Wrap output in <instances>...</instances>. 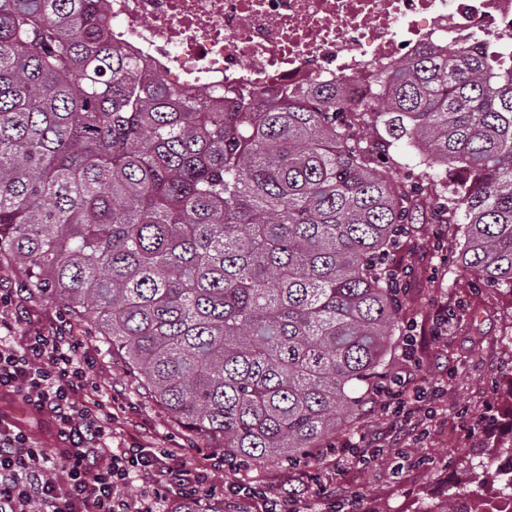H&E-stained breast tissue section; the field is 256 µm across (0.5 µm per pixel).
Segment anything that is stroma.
I'll return each mask as SVG.
<instances>
[{
  "instance_id": "stroma-1",
  "label": "stroma",
  "mask_w": 512,
  "mask_h": 512,
  "mask_svg": "<svg viewBox=\"0 0 512 512\" xmlns=\"http://www.w3.org/2000/svg\"><path fill=\"white\" fill-rule=\"evenodd\" d=\"M460 233L453 224L418 216L397 256L406 287L397 320L403 334L416 336L420 377L440 390L423 417L420 432L406 434L377 402H368L358 432L376 440L380 452L360 469L336 471L332 453L317 466L330 484L315 482L288 465L244 467L225 462L220 449L193 437L168 409L152 398L122 357L82 323L73 330L97 366L90 380L107 395L112 413V449L137 444L160 466L183 462L204 470L206 499H220L230 485L263 488L287 512H420L423 502L443 496L458 466L497 435L495 415L512 406V298L475 286L457 261ZM0 288L19 289L16 305L0 307V318L22 316L23 328L38 330L63 320L57 304L23 287L20 273L0 266ZM448 327L433 330L440 316ZM267 499V500H268Z\"/></svg>"
}]
</instances>
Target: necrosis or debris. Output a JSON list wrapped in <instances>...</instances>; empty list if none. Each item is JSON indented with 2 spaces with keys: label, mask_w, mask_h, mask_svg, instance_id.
Listing matches in <instances>:
<instances>
[{
  "label": "necrosis or debris",
  "mask_w": 512,
  "mask_h": 512,
  "mask_svg": "<svg viewBox=\"0 0 512 512\" xmlns=\"http://www.w3.org/2000/svg\"><path fill=\"white\" fill-rule=\"evenodd\" d=\"M112 38L199 93L338 86L358 104L376 66L421 47L512 35V0H109Z\"/></svg>",
  "instance_id": "obj_1"
}]
</instances>
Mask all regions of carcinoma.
<instances>
[{
    "mask_svg": "<svg viewBox=\"0 0 512 512\" xmlns=\"http://www.w3.org/2000/svg\"><path fill=\"white\" fill-rule=\"evenodd\" d=\"M336 87L197 95L112 41L107 0H0V265L107 339L224 460H319L388 377L418 200L512 296V66L429 46ZM427 182L407 189L394 168ZM420 512H483L494 459ZM187 512L218 511L197 500Z\"/></svg>",
    "mask_w": 512,
    "mask_h": 512,
    "instance_id": "obj_1",
    "label": "carcinoma"
}]
</instances>
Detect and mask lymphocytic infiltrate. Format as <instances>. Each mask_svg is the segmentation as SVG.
I'll return each instance as SVG.
<instances>
[{"mask_svg":"<svg viewBox=\"0 0 512 512\" xmlns=\"http://www.w3.org/2000/svg\"><path fill=\"white\" fill-rule=\"evenodd\" d=\"M16 328L0 321V393L49 418L56 446L44 448L19 425H0V512H32L36 502L46 512H161V492L135 501L124 496L133 476L157 471L158 463L136 448L113 452L112 414L89 383L91 355L68 333ZM416 353L408 343L404 370L377 391L379 403L405 423L424 412L430 398L414 378ZM58 471L65 483L55 479Z\"/></svg>","mask_w":512,"mask_h":512,"instance_id":"1","label":"lymphocytic infiltrate"}]
</instances>
